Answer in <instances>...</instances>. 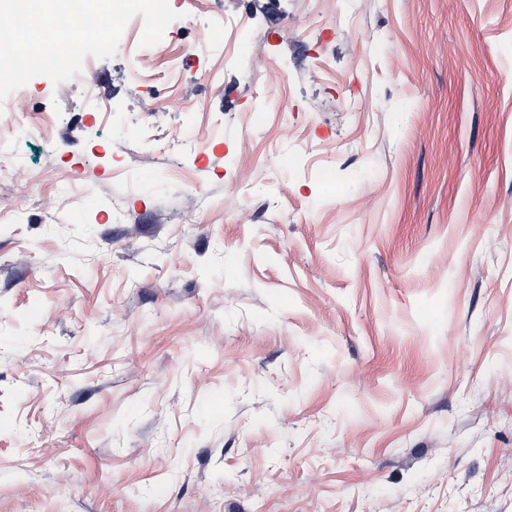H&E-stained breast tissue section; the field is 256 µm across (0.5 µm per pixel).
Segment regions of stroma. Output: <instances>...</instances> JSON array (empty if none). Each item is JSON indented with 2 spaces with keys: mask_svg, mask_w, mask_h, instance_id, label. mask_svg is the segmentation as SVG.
<instances>
[{
  "mask_svg": "<svg viewBox=\"0 0 512 512\" xmlns=\"http://www.w3.org/2000/svg\"><path fill=\"white\" fill-rule=\"evenodd\" d=\"M173 9L0 101V512H512V0Z\"/></svg>",
  "mask_w": 512,
  "mask_h": 512,
  "instance_id": "35a3bbf8",
  "label": "stroma"
}]
</instances>
